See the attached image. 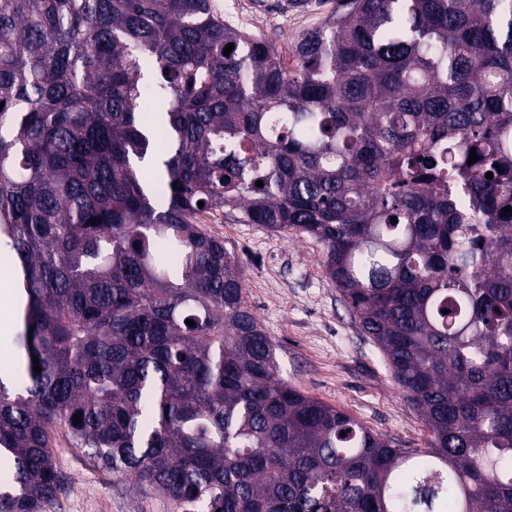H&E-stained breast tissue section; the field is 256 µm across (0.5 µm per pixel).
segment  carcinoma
<instances>
[{
  "instance_id": "1",
  "label": "carcinoma",
  "mask_w": 512,
  "mask_h": 512,
  "mask_svg": "<svg viewBox=\"0 0 512 512\" xmlns=\"http://www.w3.org/2000/svg\"><path fill=\"white\" fill-rule=\"evenodd\" d=\"M345 7L290 69L212 0H0V512L59 427L172 512H512V0ZM226 211L321 246L426 447L281 376Z\"/></svg>"
}]
</instances>
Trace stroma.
Returning a JSON list of instances; mask_svg holds the SVG:
<instances>
[{"label":"stroma","instance_id":"1","mask_svg":"<svg viewBox=\"0 0 512 512\" xmlns=\"http://www.w3.org/2000/svg\"><path fill=\"white\" fill-rule=\"evenodd\" d=\"M225 20L279 51L339 12L343 0H216ZM206 230L241 266L249 308L276 345L281 375L307 395L354 417L398 448H421L427 429L390 367L319 261L313 240L283 238L259 224L215 215ZM60 487L44 512H171L159 494L95 470L66 431L54 435Z\"/></svg>","mask_w":512,"mask_h":512}]
</instances>
